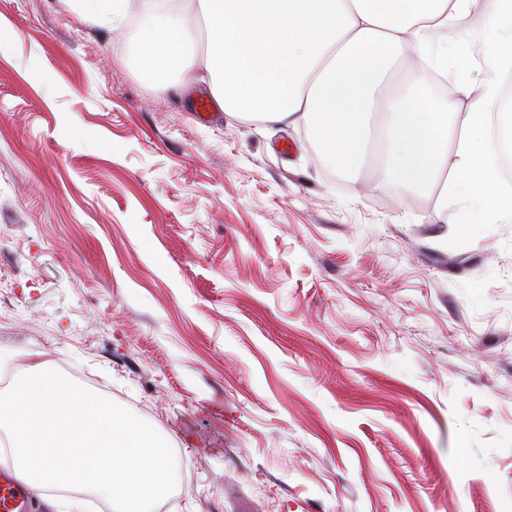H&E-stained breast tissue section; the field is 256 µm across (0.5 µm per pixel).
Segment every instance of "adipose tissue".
Returning <instances> with one entry per match:
<instances>
[{
	"instance_id": "obj_1",
	"label": "adipose tissue",
	"mask_w": 512,
	"mask_h": 512,
	"mask_svg": "<svg viewBox=\"0 0 512 512\" xmlns=\"http://www.w3.org/2000/svg\"><path fill=\"white\" fill-rule=\"evenodd\" d=\"M475 0H188L186 11L143 21L141 69L164 83L195 78L184 51L188 14L206 24L210 91L224 109L269 123L312 121L323 160L346 172L374 162L383 187L403 191L441 183L473 208L512 216V191L486 153L492 114L512 140V106L488 82L465 119L456 103L397 94L407 58L426 63L433 37L470 14ZM495 69L512 67V0H486ZM459 131L456 151L448 134Z\"/></svg>"
}]
</instances>
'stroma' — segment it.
<instances>
[{
	"label": "stroma",
	"mask_w": 512,
	"mask_h": 512,
	"mask_svg": "<svg viewBox=\"0 0 512 512\" xmlns=\"http://www.w3.org/2000/svg\"><path fill=\"white\" fill-rule=\"evenodd\" d=\"M161 0H0V380L43 363L171 440L158 512H512V222L327 166L144 77ZM482 0L440 82L497 73ZM472 94L457 95L460 85ZM78 16L87 19H107L112 22L114 17L127 13L128 0H72Z\"/></svg>",
	"instance_id": "stroma-1"
}]
</instances>
